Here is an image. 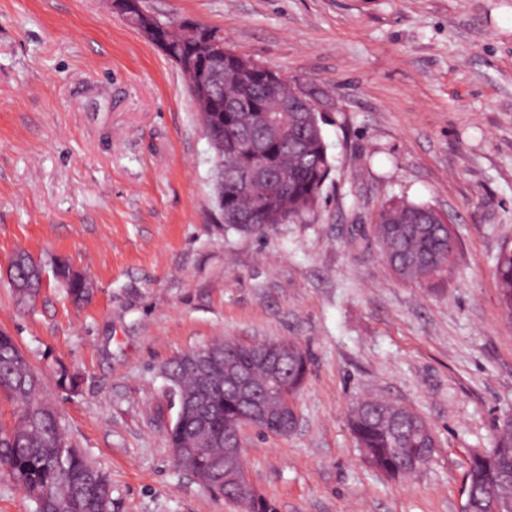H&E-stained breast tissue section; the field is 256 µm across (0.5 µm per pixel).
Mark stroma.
Returning a JSON list of instances; mask_svg holds the SVG:
<instances>
[{
	"instance_id": "stroma-1",
	"label": "stroma",
	"mask_w": 512,
	"mask_h": 512,
	"mask_svg": "<svg viewBox=\"0 0 512 512\" xmlns=\"http://www.w3.org/2000/svg\"><path fill=\"white\" fill-rule=\"evenodd\" d=\"M161 18L324 92L334 170L303 219L225 234L188 81L106 0H0V330L112 482V512H239L174 464L163 367L230 337L310 355L285 436L242 432L276 512H461L472 454L512 417V320L495 276L512 241V0H144ZM396 198L448 215L459 255L432 291L394 279L366 230ZM26 251L94 284L46 278L17 303ZM78 391L61 389L59 367ZM374 393L434 430L394 480L348 422ZM51 271L57 282L66 288L71 300L76 304L87 301L92 293V287L86 278L75 271L68 259L57 257L52 261Z\"/></svg>"
}]
</instances>
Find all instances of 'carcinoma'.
Instances as JSON below:
<instances>
[{"label": "carcinoma", "mask_w": 512, "mask_h": 512, "mask_svg": "<svg viewBox=\"0 0 512 512\" xmlns=\"http://www.w3.org/2000/svg\"><path fill=\"white\" fill-rule=\"evenodd\" d=\"M155 26L153 39L170 48L167 56L193 84L210 70L208 56L201 54L198 39L212 37L211 28L183 35L182 23L157 21L146 15L139 26ZM286 79L271 81L261 73L250 82L217 78L212 96L217 104L196 108L214 163V194L224 220V231L262 238L277 224L299 220L319 202L333 170L323 135V115L309 107L297 124L291 115L274 113L278 127L259 126L256 110L271 109L292 95ZM263 154L265 172L280 177L285 194L267 192L264 180L251 178V148ZM261 214L258 224H239L234 215L243 209ZM369 232L396 278L408 285L435 289L450 278L459 250L458 238L439 214L426 203L398 198L381 206ZM51 271L76 304L87 301L92 287L68 259L57 257ZM44 268L26 253L16 254L11 265L16 297L31 300L39 291ZM499 299L512 319V245L502 246L495 266ZM282 341L244 345L232 339L207 345L215 360L209 377L222 386L203 393L204 374L194 364L199 349L173 359L163 374L169 381L166 398L175 418L168 429L174 462L195 483L214 495H224V437L240 424L247 412L236 390L223 383L226 368L246 371L260 387L278 382L255 363V350L275 348ZM283 375L299 392L309 371L310 358L296 342H288ZM41 379L13 337L0 331V396L18 404L10 424L0 423V472L21 486L34 500L36 512H111L112 485L108 477L67 438L56 409L41 396ZM268 422L260 429L279 434L280 401L266 402ZM349 424L364 457L374 468L393 479L416 472L412 456L423 454L435 441L424 429L423 418L411 408L392 401L366 397L350 410ZM465 501L461 512H512V417L499 426L492 448L481 460H470L465 474ZM232 501L247 512H275L262 496L244 492Z\"/></svg>", "instance_id": "carcinoma-1"}]
</instances>
